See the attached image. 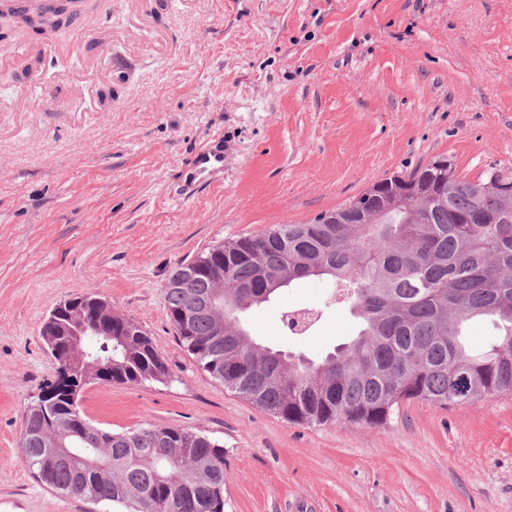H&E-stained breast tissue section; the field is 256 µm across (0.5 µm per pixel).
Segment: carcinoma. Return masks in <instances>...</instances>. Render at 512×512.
Masks as SVG:
<instances>
[{"mask_svg": "<svg viewBox=\"0 0 512 512\" xmlns=\"http://www.w3.org/2000/svg\"><path fill=\"white\" fill-rule=\"evenodd\" d=\"M40 16L57 25L75 17L62 2ZM431 176L437 197L408 195L411 183ZM391 185L405 204L378 224H277L257 237L222 243L224 288L214 317L186 318L193 298L215 294L205 277L188 279L178 264L163 289L176 335L212 378L248 402L292 423H387L407 401L462 407L461 395L512 393V216L497 224L475 219L499 214L485 180L448 175L436 158ZM311 277L330 280L328 303L359 320L348 343L318 364L258 345L241 314L278 290ZM80 307L106 310L100 329L60 318L46 321L44 343L57 379L42 387L23 417L22 457L34 476L65 497L110 501L127 512H224V448L188 427H148L111 433L87 420L69 394L57 389L70 368L67 344L79 334L84 366L105 370L109 383L162 382L169 369L151 338L93 293ZM497 318L498 341L473 356L461 341L465 322ZM313 312H287L284 326L303 334ZM67 452H61L58 441Z\"/></svg>", "mask_w": 512, "mask_h": 512, "instance_id": "obj_1", "label": "carcinoma"}]
</instances>
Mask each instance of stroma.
<instances>
[{"mask_svg":"<svg viewBox=\"0 0 512 512\" xmlns=\"http://www.w3.org/2000/svg\"><path fill=\"white\" fill-rule=\"evenodd\" d=\"M107 38L0 81V512H119L64 497L21 460L25 408L56 377L40 336L95 293L152 339L165 382L86 385L124 433L188 427L224 447V512H512V393L406 402L381 426L294 424L212 378L163 288L182 262L307 224L437 157L512 172V0H112ZM112 90L109 104L98 94ZM224 168L192 196L189 158ZM311 278L243 315L260 345L321 360L357 320ZM320 310L305 335L284 311Z\"/></svg>","mask_w":512,"mask_h":512,"instance_id":"35a3bbf8","label":"stroma"}]
</instances>
